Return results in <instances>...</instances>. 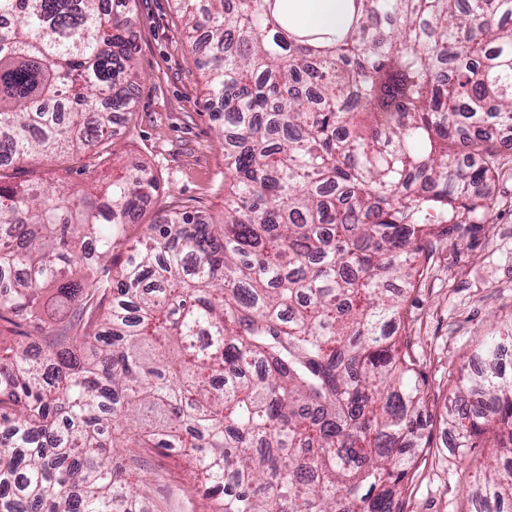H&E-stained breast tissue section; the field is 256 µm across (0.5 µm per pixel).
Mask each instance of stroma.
Wrapping results in <instances>:
<instances>
[{
	"mask_svg": "<svg viewBox=\"0 0 512 512\" xmlns=\"http://www.w3.org/2000/svg\"><path fill=\"white\" fill-rule=\"evenodd\" d=\"M131 8L134 105L112 129L108 159L89 150L51 161L33 157L0 171L13 185L63 181L81 189L88 176L109 182L125 166H147L159 193L113 249L117 266L129 245L166 210L213 215L224 210V152L208 101L205 55L192 50L175 0H131ZM495 157L490 223L474 225L461 243L434 237L420 259L423 275L406 293L396 339L413 358L425 395L427 445L414 451L400 512L473 509L474 475L485 451L456 450L446 405L454 389L450 375L470 367L484 336L512 323V151L497 149ZM135 455L152 470L150 503L159 512H212L213 498L199 487L180 452L139 448Z\"/></svg>",
	"mask_w": 512,
	"mask_h": 512,
	"instance_id": "1",
	"label": "stroma"
}]
</instances>
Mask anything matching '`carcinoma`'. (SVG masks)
I'll return each mask as SVG.
<instances>
[{
    "label": "carcinoma",
    "mask_w": 512,
    "mask_h": 512,
    "mask_svg": "<svg viewBox=\"0 0 512 512\" xmlns=\"http://www.w3.org/2000/svg\"><path fill=\"white\" fill-rule=\"evenodd\" d=\"M176 2L206 37L224 213L163 215L113 276L158 191L145 166L82 192L0 181V322L45 347L0 340V512H142L125 448L186 449L213 512H399L424 439L402 291L429 238L494 211L483 128L512 130V0H344L315 41L289 0ZM129 4L0 0V157L108 142L133 99ZM506 346L512 323L449 410L456 447L490 449L483 512L512 503Z\"/></svg>",
    "instance_id": "cac0c4a2"
}]
</instances>
